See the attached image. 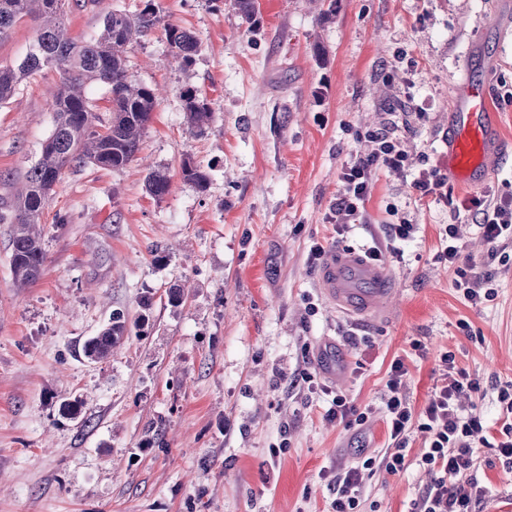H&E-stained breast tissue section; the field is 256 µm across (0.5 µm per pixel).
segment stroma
<instances>
[{"mask_svg": "<svg viewBox=\"0 0 512 512\" xmlns=\"http://www.w3.org/2000/svg\"><path fill=\"white\" fill-rule=\"evenodd\" d=\"M158 2L200 48L185 70L161 34L129 50L131 81L160 92L137 160L64 170L31 287L13 283L12 227L0 223V512H332L336 472L388 445L381 397L397 357L420 408L442 382L441 355H454L479 379L472 403L497 435V387L512 381V262L499 255L512 240L492 252L460 205L512 196V0H337L328 19L315 0H258L252 33L231 0ZM140 3L71 2L66 27L88 39L106 12ZM470 77L497 112L494 175L423 197L409 177L379 173L364 223L338 238L330 208L343 165L368 149L362 133L394 119L411 174L444 171L453 89ZM59 85L57 73L33 75L0 105V211L52 131ZM187 87L213 111L199 138L185 123ZM188 156L207 191L183 181ZM157 166L172 177L159 201L145 191ZM396 216L417 227L402 258L385 260L397 295L380 317L342 316L312 248L383 242ZM450 223L497 288L480 307L459 298L437 257ZM116 309L148 313L147 333L87 363L83 341ZM338 394L372 408L371 420L329 419ZM74 398L80 417H62ZM423 443L411 438L407 471L365 480L360 512H411L431 480L414 464ZM471 476L487 490L476 512H512L496 449L480 448Z\"/></svg>", "mask_w": 512, "mask_h": 512, "instance_id": "1", "label": "stroma"}]
</instances>
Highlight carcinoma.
I'll return each instance as SVG.
<instances>
[{"instance_id": "obj_1", "label": "carcinoma", "mask_w": 512, "mask_h": 512, "mask_svg": "<svg viewBox=\"0 0 512 512\" xmlns=\"http://www.w3.org/2000/svg\"><path fill=\"white\" fill-rule=\"evenodd\" d=\"M62 2L0 0V36L25 19L36 25L35 39L25 58L15 66H0V104L26 77L49 70L60 75V87L52 100L53 131L42 145L37 162L27 171L10 213L0 215V222L13 224L11 271L19 288L35 283L46 261L39 219L48 205L52 184L59 182L63 171L88 163L119 170L137 160L141 138L159 105V95L157 89L129 80V47L160 29L168 57L183 69L193 65L199 50L195 34L170 22L156 0H145V7L131 14H105L100 34L90 40L69 35L60 12ZM232 7L246 24V31H256V0H233ZM92 83L108 86L111 93L112 117L103 132L97 130V117L85 95L86 86ZM181 96L190 133L204 135L213 120L209 104L193 88L183 89ZM181 176L201 192L208 189V174L190 159L183 161ZM145 187L150 196L160 200L171 191V176L165 169H152ZM130 333L125 314L114 311L99 333L84 341L81 355L95 363L106 362Z\"/></svg>"}]
</instances>
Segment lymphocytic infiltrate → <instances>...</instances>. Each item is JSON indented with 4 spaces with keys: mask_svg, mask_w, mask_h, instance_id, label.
<instances>
[{
    "mask_svg": "<svg viewBox=\"0 0 512 512\" xmlns=\"http://www.w3.org/2000/svg\"><path fill=\"white\" fill-rule=\"evenodd\" d=\"M370 151L355 156L344 166L340 190L332 207L337 235H344L351 225L362 223L365 203L378 173L404 176L408 154L401 145L396 124L389 123L368 133ZM470 208L478 216V228L490 249H498L512 239V201H494L475 197ZM439 260L453 273L456 292L469 305L477 307L493 300L496 291L491 280L464 252L459 227L446 225ZM444 382L431 392L422 409H415L407 397L404 378L407 368L403 359H394L387 373L382 411L389 443L376 455L362 458L357 465L336 475L333 512H359V492L364 476L376 469L395 475L407 470V445L414 433L425 439V450L414 464L433 476L422 492L414 512H473L484 493L468 474L476 460L478 444L486 443V419L462 408V400L480 389L478 379L455 364L450 354L440 358Z\"/></svg>",
    "mask_w": 512,
    "mask_h": 512,
    "instance_id": "1",
    "label": "lymphocytic infiltrate"
}]
</instances>
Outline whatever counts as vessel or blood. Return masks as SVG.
Returning <instances> with one entry per match:
<instances>
[{"label":"vessel or blood","instance_id":"obj_1","mask_svg":"<svg viewBox=\"0 0 512 512\" xmlns=\"http://www.w3.org/2000/svg\"><path fill=\"white\" fill-rule=\"evenodd\" d=\"M494 118L485 84L467 81L455 88L445 138L450 182L475 188L492 173L499 147ZM319 284L326 301L352 317L382 313L396 295L388 269L356 250L332 251Z\"/></svg>","mask_w":512,"mask_h":512}]
</instances>
